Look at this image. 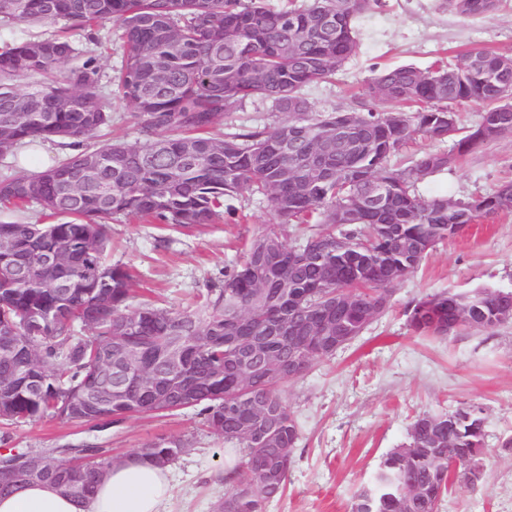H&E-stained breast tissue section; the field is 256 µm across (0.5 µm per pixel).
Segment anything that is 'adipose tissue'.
I'll return each instance as SVG.
<instances>
[{"label":"adipose tissue","mask_w":512,"mask_h":512,"mask_svg":"<svg viewBox=\"0 0 512 512\" xmlns=\"http://www.w3.org/2000/svg\"><path fill=\"white\" fill-rule=\"evenodd\" d=\"M174 486L167 469L132 458L102 480L94 497L80 504L46 483L0 497V512H164Z\"/></svg>","instance_id":"adipose-tissue-1"}]
</instances>
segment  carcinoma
Instances as JSON below:
<instances>
[{
	"instance_id": "cac0c4a2",
	"label": "carcinoma",
	"mask_w": 512,
	"mask_h": 512,
	"mask_svg": "<svg viewBox=\"0 0 512 512\" xmlns=\"http://www.w3.org/2000/svg\"><path fill=\"white\" fill-rule=\"evenodd\" d=\"M377 2L288 0L274 8L266 0H0V22L63 21L71 29L119 23L124 61L114 82L146 137L83 149L38 173L0 176V205L37 204L55 219L0 224V341H12L9 353L0 352L1 423L49 416L105 427L191 409L234 451L224 477L231 488L214 512H266L283 495L300 437L280 391L288 378L257 375L253 393L235 395L240 337L265 338L285 358L293 346L309 364L328 359L283 331L292 325L307 331L340 298L352 297L353 310L332 335L355 340L438 244L463 236L480 219L512 213L511 180L467 199L427 198L418 190L427 176L512 133V56L474 48L459 65L388 67L364 89L377 107L311 111L302 90L334 78L356 53L355 20ZM499 4L448 0L464 21L490 17ZM27 78L38 82L18 88ZM255 99L272 102L283 118L218 132L225 114ZM468 102L482 112L465 127L452 105ZM399 104L415 110L399 111ZM349 118L361 150L334 157L335 177L311 175L301 156ZM111 125L95 54L61 35L0 51L4 153L27 140L81 142ZM286 134L294 144L285 154ZM415 135L453 138L458 155L431 151L406 167L390 166ZM245 190L266 198L279 223L241 245L222 284L182 310L150 299L132 305V266L106 261L112 218L210 224L223 207L233 214L231 201ZM50 253L62 261L40 277L12 275L21 260ZM509 303L512 290L442 291L407 306V326L433 339L466 328L493 330L505 324L502 307ZM76 323L90 335H75ZM120 327L141 356L126 361L115 386L101 375V364ZM172 348L183 352L174 369L164 361ZM103 387L110 391L105 404L73 411ZM263 401L278 408L276 435L266 444L257 411ZM485 436L480 405L418 416L406 443L381 456L351 512H404L410 500L415 512H438L454 479H480ZM185 449L179 437H158L139 453L165 468ZM49 457L42 474L0 482V496L40 482L86 499L116 461L96 446L52 448Z\"/></svg>"
}]
</instances>
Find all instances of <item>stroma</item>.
<instances>
[{
    "label": "stroma",
    "instance_id": "stroma-1",
    "mask_svg": "<svg viewBox=\"0 0 512 512\" xmlns=\"http://www.w3.org/2000/svg\"><path fill=\"white\" fill-rule=\"evenodd\" d=\"M360 43L335 80L307 86L313 111L357 106L366 81L378 71L411 63L427 68L438 59L461 63L476 47L512 55V0L487 19L461 21L441 0H379L357 19ZM512 179V135L489 142L420 186L424 196L459 198L490 192ZM239 218L176 229L165 224H111L109 263L135 265L138 298L183 308L220 283L236 260L235 247L275 217L266 201L241 193ZM512 289V215L473 224L460 238L440 243L423 265L397 285L390 308L346 348L315 360L282 394L299 425L284 495L266 512H351L380 457L407 440L413 420L463 403L486 408L490 452L477 483L455 481L439 512H512V322L487 331L472 328L445 339L413 336L405 308L442 290ZM183 438L186 450L171 466L174 495L166 512H212L228 490L231 459L194 412L141 416L104 431L55 418L7 428L1 448L36 450L83 443L129 456L156 437Z\"/></svg>",
    "mask_w": 512,
    "mask_h": 512
}]
</instances>
